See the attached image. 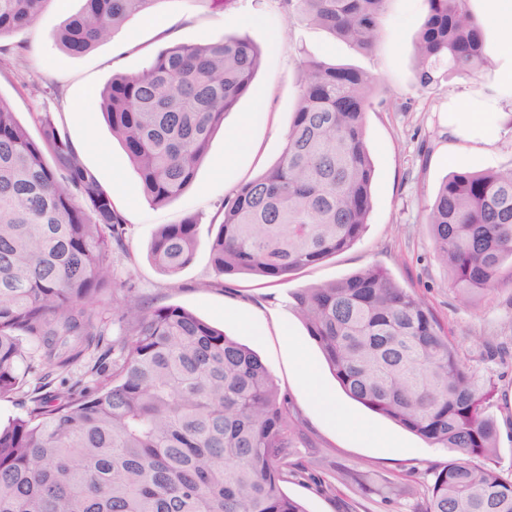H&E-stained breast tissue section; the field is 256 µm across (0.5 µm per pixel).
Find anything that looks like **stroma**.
Returning a JSON list of instances; mask_svg holds the SVG:
<instances>
[{"label": "stroma", "instance_id": "1", "mask_svg": "<svg viewBox=\"0 0 512 512\" xmlns=\"http://www.w3.org/2000/svg\"><path fill=\"white\" fill-rule=\"evenodd\" d=\"M82 0H52L30 26L6 37L21 46V58L0 56V96L10 104L32 138H39L37 114L51 113L58 129L79 152L85 167L113 206L127 220L125 248L112 256L116 281H131L153 306L176 305L223 329L254 350L273 374L282 394L298 409L310 443L304 454L313 465L306 475L284 483L285 492L307 512H419L434 480V468L452 455L351 400L330 373L315 340L291 309V294L347 277L376 265L401 287L414 292L432 309L451 339L493 393L487 412L498 426L495 465L512 470V288L480 292L461 299L448 269L437 259L425 209L440 184L460 170L512 167V108L495 120L502 130L490 147L448 134V101L458 98L467 111L470 97L498 92V72L505 58L496 55L506 37L485 28L494 51L492 67L477 77L453 76L432 89L418 90L414 43L423 24L426 0H390L380 40L365 53L327 31L287 26L278 0H235L230 9L205 0H161L154 15L134 16L89 53L74 56L54 40V32ZM236 34L260 51V66L246 96L226 114L190 187L162 206L148 203L141 179L99 110L100 93L112 76L142 71L163 48L175 44L214 42ZM303 59L349 65L375 75L385 87L392 109L374 107L366 114V139L375 166L372 211L361 238L350 248L308 266L284 283H265L250 275L218 280L210 244L218 231L221 205L243 184L266 172L283 150L299 98L298 63ZM253 116L249 147L224 156V139L243 116ZM199 218L193 261L174 275L158 269L149 257L150 243L165 224L187 215ZM494 337L488 349L483 337ZM304 354L319 373L320 383L345 416L327 419L304 383L296 362ZM375 434L362 439L363 425ZM369 471L396 485L387 502L364 498L351 482L334 478L335 469Z\"/></svg>", "mask_w": 512, "mask_h": 512}]
</instances>
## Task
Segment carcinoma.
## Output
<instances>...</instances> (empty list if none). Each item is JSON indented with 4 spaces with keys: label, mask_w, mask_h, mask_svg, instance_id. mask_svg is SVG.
<instances>
[{
    "label": "carcinoma",
    "mask_w": 512,
    "mask_h": 512,
    "mask_svg": "<svg viewBox=\"0 0 512 512\" xmlns=\"http://www.w3.org/2000/svg\"><path fill=\"white\" fill-rule=\"evenodd\" d=\"M49 0H0V39ZM388 0H279L289 23L319 26L369 52ZM416 85L473 77L491 63L468 0H426ZM159 0H83L55 33L91 51ZM259 52L247 38L177 44L135 75H115L100 108L143 183L164 205L194 181L210 140L248 93ZM384 93L347 65L300 64V95L277 163L224 200L211 262L219 277L272 283L352 247L372 210L365 116ZM34 140L0 96V398L25 373L44 380L88 357L93 386L37 397L0 423V512H306L282 483L308 469L302 419L245 345L179 306L150 307L112 275L126 220L50 113ZM436 256L461 296L506 284L512 168L459 171L426 209ZM199 219L155 234L150 258L191 262ZM292 308L344 393L456 459L435 473L421 512H512V474L473 459L496 452L489 391L420 298L378 266L303 288ZM119 337L101 350L109 320ZM347 477L363 494L367 472Z\"/></svg>",
    "instance_id": "1"
}]
</instances>
